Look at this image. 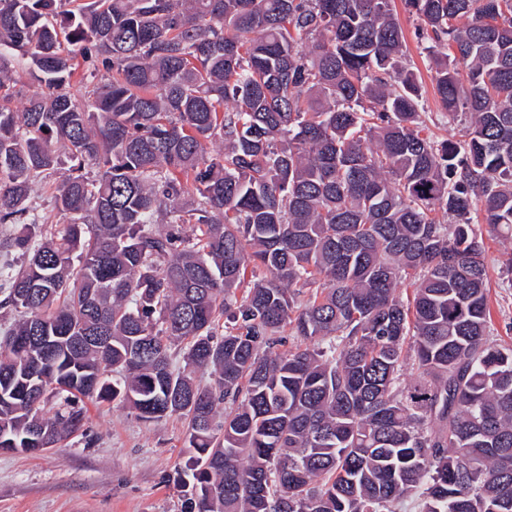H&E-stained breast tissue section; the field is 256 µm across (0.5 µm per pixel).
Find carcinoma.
Wrapping results in <instances>:
<instances>
[{
    "label": "carcinoma",
    "instance_id": "1",
    "mask_svg": "<svg viewBox=\"0 0 512 512\" xmlns=\"http://www.w3.org/2000/svg\"><path fill=\"white\" fill-rule=\"evenodd\" d=\"M403 5L460 142L422 135L392 0H0L1 451L117 400L188 422L182 512H512L471 224L512 232V0Z\"/></svg>",
    "mask_w": 512,
    "mask_h": 512
}]
</instances>
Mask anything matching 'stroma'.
I'll return each instance as SVG.
<instances>
[{"mask_svg": "<svg viewBox=\"0 0 512 512\" xmlns=\"http://www.w3.org/2000/svg\"><path fill=\"white\" fill-rule=\"evenodd\" d=\"M393 9L402 27L410 65L424 93L423 118L436 140H460L463 121H450L437 102L431 63L417 39L419 20ZM512 255V235L486 240L488 300L493 337L512 344V281L504 262ZM87 435L30 455L0 452V512H181L183 489L177 472L188 459V424L177 418L139 420L116 402L84 401Z\"/></svg>", "mask_w": 512, "mask_h": 512, "instance_id": "obj_1", "label": "stroma"}]
</instances>
